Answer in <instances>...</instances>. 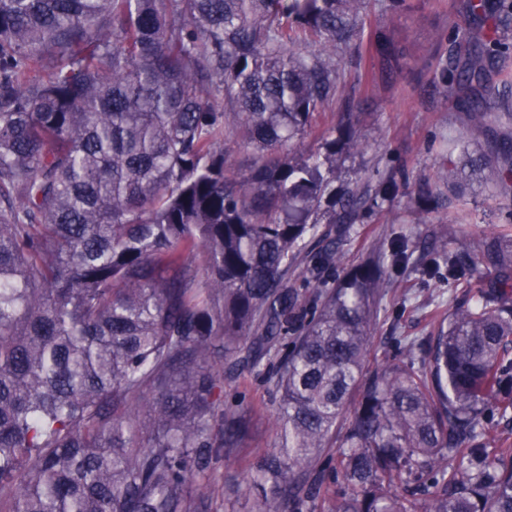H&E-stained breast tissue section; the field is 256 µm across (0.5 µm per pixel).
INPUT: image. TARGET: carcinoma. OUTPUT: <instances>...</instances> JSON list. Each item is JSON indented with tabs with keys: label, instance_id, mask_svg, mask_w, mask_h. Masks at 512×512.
Returning a JSON list of instances; mask_svg holds the SVG:
<instances>
[{
	"label": "carcinoma",
	"instance_id": "1",
	"mask_svg": "<svg viewBox=\"0 0 512 512\" xmlns=\"http://www.w3.org/2000/svg\"><path fill=\"white\" fill-rule=\"evenodd\" d=\"M481 32L442 57L486 117L512 51V0H474ZM389 0H0V512H210L213 464L248 431L224 372L278 394L280 446L253 463L257 512H512V252L412 259L393 234L336 275L332 234L384 210L393 174L341 180L358 145L343 53ZM379 64L402 69L393 30ZM506 133L472 157L512 183ZM251 148L238 171L224 144ZM497 271L470 306L368 368L388 268L459 280ZM464 469L452 468L455 457ZM340 485L331 488L330 481ZM343 107V100H338L336 103H333L329 108H327L325 112H321L316 116L314 122V132L310 137L305 139L303 145L301 146L302 150L310 151L315 149L316 138L321 133L331 130L334 126L337 125L340 117V111L343 109Z\"/></svg>",
	"mask_w": 512,
	"mask_h": 512
}]
</instances>
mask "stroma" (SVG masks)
Wrapping results in <instances>:
<instances>
[{"label":"stroma","instance_id":"stroma-1","mask_svg":"<svg viewBox=\"0 0 512 512\" xmlns=\"http://www.w3.org/2000/svg\"><path fill=\"white\" fill-rule=\"evenodd\" d=\"M460 5L461 0H405L386 13L371 15L366 44L372 41L373 30L395 29L405 55L400 72L373 68L366 44L349 50L343 59L350 74L367 68L373 71L368 85L355 91L349 103L358 117L360 149L346 161L345 175L355 179L376 169L393 172L399 179V193L390 206L355 225L353 233L339 242L342 268L365 260L394 230L405 233L421 250L460 251L495 236L505 250H512V192L495 191L474 180L459 178L450 184L441 179L449 165L463 163L459 154L450 151L452 137L467 133L475 153L496 130L491 121L481 128L471 126L460 96L442 93L435 86L437 63L449 38L476 23ZM495 277L494 268L485 264L473 266L457 283L388 270L386 282L393 292L372 330L376 361L398 358L400 340L430 334L432 309L450 313ZM224 388L245 393L250 432L234 462L214 466L212 512H256V495L231 498L226 489L245 485L255 456L275 447L277 398L257 375L225 381Z\"/></svg>","mask_w":512,"mask_h":512}]
</instances>
